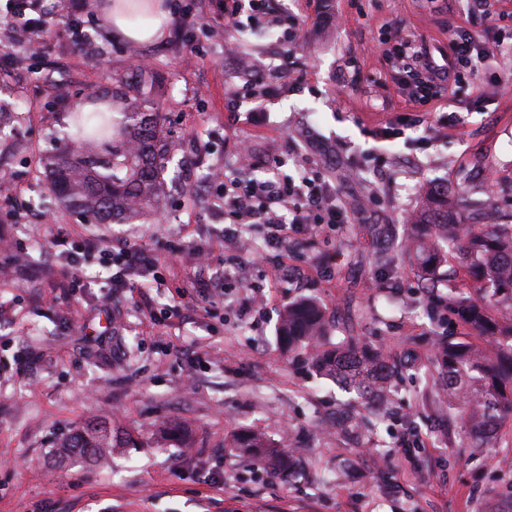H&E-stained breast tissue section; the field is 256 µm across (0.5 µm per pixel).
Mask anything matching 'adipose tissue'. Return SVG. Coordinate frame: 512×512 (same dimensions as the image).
I'll use <instances>...</instances> for the list:
<instances>
[{"label": "adipose tissue", "instance_id": "1", "mask_svg": "<svg viewBox=\"0 0 512 512\" xmlns=\"http://www.w3.org/2000/svg\"><path fill=\"white\" fill-rule=\"evenodd\" d=\"M105 12L112 31L133 45L160 41L170 22L166 0H110Z\"/></svg>", "mask_w": 512, "mask_h": 512}]
</instances>
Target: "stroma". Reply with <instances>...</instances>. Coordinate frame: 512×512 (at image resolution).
<instances>
[{"instance_id":"obj_1","label":"stroma","mask_w":512,"mask_h":512,"mask_svg":"<svg viewBox=\"0 0 512 512\" xmlns=\"http://www.w3.org/2000/svg\"><path fill=\"white\" fill-rule=\"evenodd\" d=\"M49 37L16 45L0 27V106L12 132L0 135V235L27 245L36 263L0 280V512H481L512 503V418L495 447H450L438 424L435 388L404 374L392 420L363 437L335 426L344 404L365 417L357 396L279 350L276 327L288 302L314 297L336 336H356L432 363L434 326L409 267L376 270L372 255L409 233L407 216L432 181L477 190L494 175L512 214V53L476 68L457 67L454 95L412 101L391 79L395 41L426 39L449 53L454 32L512 37V0H277L295 41L245 35L251 63L266 75V115L250 121L228 106L246 75L225 55L224 22L186 20L179 35L132 46L115 37L91 0H42ZM142 80L183 154L168 171L179 179L154 224L105 229L56 209L40 158L67 129L73 100L105 79ZM386 125L396 138L380 141ZM250 139L259 158L281 155L280 176L299 177L296 153L326 174L346 223L317 237L294 236L287 252L251 241L266 260L229 280L223 309L211 294L150 288L137 301L94 280L96 258L71 263L51 253L54 230L130 238L161 268L178 265L171 244L206 249L224 264V213L200 170H239ZM288 272L275 274L279 262ZM91 279L78 292L66 283ZM258 297L259 310L240 316ZM177 304L178 317L153 310ZM111 425L106 465L58 462L56 442L87 422ZM191 428L189 447L162 433ZM242 429L264 434L300 460V473L239 455Z\"/></svg>"}]
</instances>
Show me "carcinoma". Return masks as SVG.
I'll return each instance as SVG.
<instances>
[{
  "mask_svg": "<svg viewBox=\"0 0 512 512\" xmlns=\"http://www.w3.org/2000/svg\"><path fill=\"white\" fill-rule=\"evenodd\" d=\"M74 147L46 154L42 166L48 192L64 210L94 224H154L167 210L169 182L164 161L174 142L156 108L135 84L112 88V103L71 113ZM499 211L490 191L463 198L445 184L427 187L411 214L412 231L400 255L421 287L434 289L452 257L461 285L438 300V319L454 316L481 337L438 335L440 402L464 420L460 448H491L501 424L512 416V224L489 219ZM288 353L308 354L311 367L375 404L378 420L392 417L390 403L402 373L400 357L355 339L333 341L325 309L312 298L289 304L278 328ZM233 447L243 455L294 477L297 460L259 433H244ZM61 458L105 461L112 456V429L89 423L60 440Z\"/></svg>",
  "mask_w": 512,
  "mask_h": 512,
  "instance_id": "carcinoma-1",
  "label": "carcinoma"
}]
</instances>
